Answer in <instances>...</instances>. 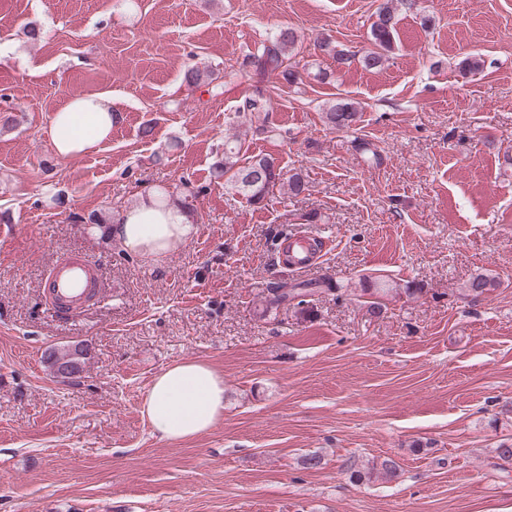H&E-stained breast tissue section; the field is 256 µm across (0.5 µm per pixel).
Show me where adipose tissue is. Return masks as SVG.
Segmentation results:
<instances>
[{"label":"adipose tissue","mask_w":512,"mask_h":512,"mask_svg":"<svg viewBox=\"0 0 512 512\" xmlns=\"http://www.w3.org/2000/svg\"><path fill=\"white\" fill-rule=\"evenodd\" d=\"M116 120L111 95L76 96L54 113L48 134L56 153L70 158L98 150L110 139ZM194 232L182 208L155 191L122 210L108 230L122 251L156 260L189 241ZM142 411L159 439L199 436L224 416V379L202 361L174 363L153 377Z\"/></svg>","instance_id":"ef3b65f1"}]
</instances>
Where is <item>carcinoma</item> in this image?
<instances>
[{"instance_id":"1","label":"carcinoma","mask_w":512,"mask_h":512,"mask_svg":"<svg viewBox=\"0 0 512 512\" xmlns=\"http://www.w3.org/2000/svg\"><path fill=\"white\" fill-rule=\"evenodd\" d=\"M397 17L395 11L388 5H383L376 11V20L371 24L370 37L372 49L363 57V63L368 68H375L383 62V52L391 49L396 32ZM300 35L290 27L279 29L273 35L255 43L253 50L246 55V65L250 73L258 80L276 75L285 83L294 84L299 79L297 62V46ZM315 44L332 57L337 64L347 62V55L336 49L333 42L327 37H320ZM187 85L201 88L212 84L213 73L191 67L184 73ZM267 111V98L264 90L256 89V94L246 99L239 113L244 119H252L258 112ZM356 107L349 103H337L325 112V119L329 126L343 130L351 128L357 121ZM245 141L240 138L224 141V161L219 165L220 173L224 176V184L247 197V200L256 205L263 202L269 189L282 180V171L277 169L267 158L254 156L247 164H240V157L246 152ZM500 287V282L493 276L478 274L472 277L464 289L466 295L478 299L485 293ZM368 290L375 295L370 302V312H382V299L389 293L386 285L379 280H369ZM315 293V289L308 283L283 282L270 289L267 306L273 307L291 301L300 296L301 292Z\"/></svg>"}]
</instances>
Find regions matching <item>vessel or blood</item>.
Here are the masks:
<instances>
[{"mask_svg": "<svg viewBox=\"0 0 512 512\" xmlns=\"http://www.w3.org/2000/svg\"><path fill=\"white\" fill-rule=\"evenodd\" d=\"M95 283V266L80 254L59 257L45 282V295L55 311L68 316L80 308Z\"/></svg>", "mask_w": 512, "mask_h": 512, "instance_id": "obj_1", "label": "vessel or blood"}]
</instances>
